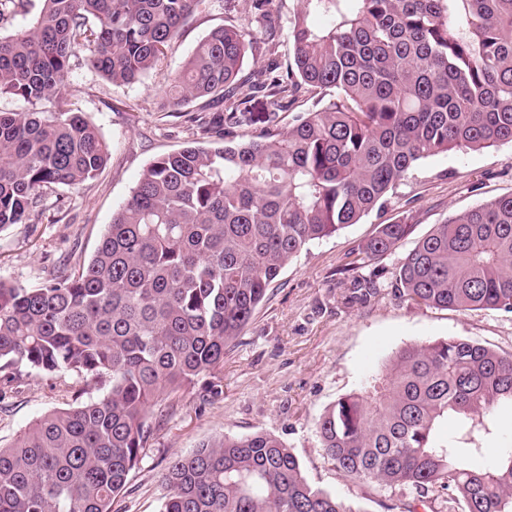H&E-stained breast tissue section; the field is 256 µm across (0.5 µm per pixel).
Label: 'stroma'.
Masks as SVG:
<instances>
[{
    "mask_svg": "<svg viewBox=\"0 0 512 512\" xmlns=\"http://www.w3.org/2000/svg\"><path fill=\"white\" fill-rule=\"evenodd\" d=\"M297 7V0H269L260 14L251 0H207L165 58L134 85L116 86L87 67H74L64 95L102 135L107 163L82 184L47 189L38 220L0 231V279L34 288L51 272L86 264L147 165L193 139L189 114L199 110V102L181 114L161 103L195 45L214 29L240 26L253 42L246 69L270 58L287 67L288 30ZM510 194L511 143L439 154L418 161L359 223L309 244L272 282L237 344L226 351L216 387L201 382L162 395L151 413L153 440L114 498L112 512H158L162 474L171 460L209 438L257 431L281 439L311 484L349 502L355 512H388L396 497L354 484L328 462L316 420L405 345L458 337L512 354V313L419 306L393 286L401 258L433 225ZM395 223L411 227L399 247L357 263L358 248L379 225ZM364 281L375 289L362 298L355 288ZM87 390L74 375L56 379L26 372L10 382L0 374V446Z\"/></svg>",
    "mask_w": 512,
    "mask_h": 512,
    "instance_id": "1",
    "label": "stroma"
}]
</instances>
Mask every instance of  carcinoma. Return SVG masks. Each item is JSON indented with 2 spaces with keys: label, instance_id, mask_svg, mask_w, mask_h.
Returning a JSON list of instances; mask_svg holds the SVG:
<instances>
[{
  "label": "carcinoma",
  "instance_id": "1",
  "mask_svg": "<svg viewBox=\"0 0 512 512\" xmlns=\"http://www.w3.org/2000/svg\"><path fill=\"white\" fill-rule=\"evenodd\" d=\"M290 66L240 77L250 34L201 39L165 91L203 101L194 139L156 158L88 263L25 288L0 280V370L72 374L101 394L42 416L0 447V512H112L151 437L159 395L214 378L270 283L306 246L382 204L421 159L512 144V0H299ZM205 0H0V230L41 214L44 189L93 178L108 149L63 90L75 61L115 85L142 80ZM95 19L98 25H89ZM328 99L285 131L306 87ZM265 100L266 131L236 129ZM409 224L359 248L390 253ZM399 295L420 306L512 311V194L434 225L401 258ZM512 402V355L459 338L395 352L316 421L326 458L402 512H512V448L483 441ZM455 418L441 443L439 426ZM160 512H353L310 484L294 453L255 432L171 461Z\"/></svg>",
  "mask_w": 512,
  "mask_h": 512
}]
</instances>
